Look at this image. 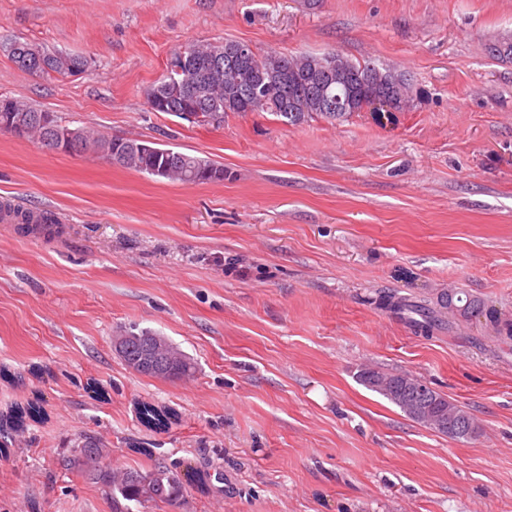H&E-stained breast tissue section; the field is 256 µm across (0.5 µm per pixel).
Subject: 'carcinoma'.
Here are the masks:
<instances>
[{
    "label": "carcinoma",
    "mask_w": 512,
    "mask_h": 512,
    "mask_svg": "<svg viewBox=\"0 0 512 512\" xmlns=\"http://www.w3.org/2000/svg\"><path fill=\"white\" fill-rule=\"evenodd\" d=\"M233 40L208 42L205 44H189L183 53L192 58L191 68L184 69L170 77L173 84L194 85L198 89L195 103L200 108H215L219 111V121H224L228 112H268L281 118L284 123L295 126L311 119H323L334 122L351 115V112L328 111V99L319 96L304 95L292 97V85L314 83L311 76L322 63H335V84L328 95H350L357 103L356 111L370 104L369 94L380 91L376 79L381 69L371 61L355 62L338 51L322 55L305 54L288 56L275 50L256 53L249 60L227 68L225 63L232 59L227 53ZM7 57L17 68L27 71L26 62L41 59L49 70L45 75L68 77L72 68L86 63L79 55L50 51L30 41H17V48L8 53ZM16 109L31 116L24 128L17 134L19 138H34L45 144L48 132L39 126L36 115L39 109L20 101H14ZM85 151L100 155L106 160H115V165L138 172L150 173L160 163V158L143 154L134 149H127L122 156L117 150L124 146L123 137H106L91 130L83 131ZM200 157L179 153L169 164L167 179L185 183H205L207 179L200 175L196 164ZM15 223L26 227L35 226L50 231L57 224L54 216L42 212L34 218L26 212L15 220ZM380 309L400 313L409 311L419 315L410 320L411 325L425 335L442 324V320L427 307L413 305L403 298L391 293H384L376 299ZM439 306L449 310L463 320L475 312L488 314L487 321L495 327L497 333L512 339V323L501 319L494 308L485 306L477 297L461 298L456 291L444 293L439 298ZM360 381L370 390L375 391L395 404L410 419L428 424L413 409L407 390L415 383V378L404 373H384L373 368H366L359 374ZM427 398H436L441 411L448 417L456 419V426L448 429L446 435L456 440H468L480 433L479 423L474 416L462 407L449 401L433 388H426ZM71 468L81 472L85 477L108 488L112 495V512H133L131 504L145 502H170L183 495V485L176 471L165 465L158 464L144 471L125 469L114 472L101 469L92 464L87 449L76 448L68 459Z\"/></svg>",
    "instance_id": "cac0c4a2"
}]
</instances>
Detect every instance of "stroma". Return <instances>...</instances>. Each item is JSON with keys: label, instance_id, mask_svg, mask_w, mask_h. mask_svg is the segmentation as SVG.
Masks as SVG:
<instances>
[{"label": "stroma", "instance_id": "1", "mask_svg": "<svg viewBox=\"0 0 512 512\" xmlns=\"http://www.w3.org/2000/svg\"><path fill=\"white\" fill-rule=\"evenodd\" d=\"M512 0H0V42L86 58L35 77L0 53V97L70 127L223 166L182 184L0 132V512H112L63 459L177 468L183 495L134 512H512V340L446 314L433 335L376 308L448 290L512 321ZM339 51L407 75L410 109L299 126L202 124L146 94L191 43ZM194 365L171 381L115 353L126 328ZM408 372L480 422L458 441L358 379ZM166 418L143 422V407Z\"/></svg>", "mask_w": 512, "mask_h": 512}]
</instances>
